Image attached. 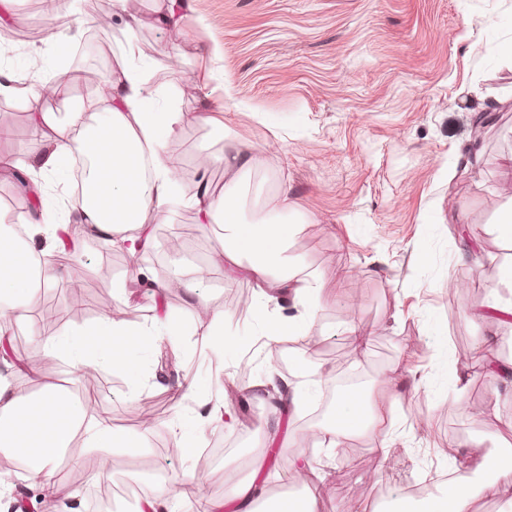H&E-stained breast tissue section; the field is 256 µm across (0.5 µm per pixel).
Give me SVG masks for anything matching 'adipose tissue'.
<instances>
[{
    "mask_svg": "<svg viewBox=\"0 0 512 512\" xmlns=\"http://www.w3.org/2000/svg\"><path fill=\"white\" fill-rule=\"evenodd\" d=\"M63 80L43 83L41 90L21 89L30 110L32 126L42 143L28 163L29 169L55 177L65 176L80 157L95 160V169L83 196L70 204L65 224L26 225L23 236L13 227L0 224V312H8L16 325L36 331L33 304L40 294L57 287L54 263H39L37 240H44L46 252H58L66 260L74 255L62 241L71 225L92 229L107 239L127 242L130 255L145 252L153 243L152 223L172 208L187 205L201 219L221 218V233L213 250L217 264H237L249 258V271L261 294L284 296L293 305L313 310L324 286L323 273L291 269L288 243L296 231L294 207L287 190H280L267 207L266 216L243 221L237 202L243 177L260 164L258 154L234 137H225L219 154L204 153L197 163L202 169L224 168V191L215 193L200 182L192 195H183L173 179L179 165L167 143L177 126L202 122L198 113L168 112L156 108L146 92L135 47H127L119 69L106 77L96 99L82 103L68 120L43 111V98L60 93ZM179 324L171 313L155 317L152 327L102 315L95 323L79 326L43 343L45 356L66 357L74 370L89 366H110L121 370L131 385L144 378L140 361L126 348L162 332L178 334ZM36 389L14 385L0 374V447L19 450L32 476L42 478V490L49 496L71 497L70 489L54 482L52 476L64 450L82 444L89 453L109 461L113 449L128 452L142 449L141 440L115 434L111 423L89 415L88 410L67 388L39 379L36 368L26 371ZM321 383L319 369H297L280 378L273 390L280 402L298 407L308 403ZM397 400L391 382H383L379 394L363 393L360 400L342 397L333 423L321 430L328 447L340 439L373 432L380 448H388L395 426ZM450 492L428 499L421 512H472L476 495L483 494L507 505L512 512V457L495 463L494 475L477 485L463 469H455Z\"/></svg>",
    "mask_w": 512,
    "mask_h": 512,
    "instance_id": "1",
    "label": "adipose tissue"
}]
</instances>
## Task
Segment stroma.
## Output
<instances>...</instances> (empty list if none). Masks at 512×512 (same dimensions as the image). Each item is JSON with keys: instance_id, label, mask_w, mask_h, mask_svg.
I'll return each instance as SVG.
<instances>
[{"instance_id": "obj_1", "label": "stroma", "mask_w": 512, "mask_h": 512, "mask_svg": "<svg viewBox=\"0 0 512 512\" xmlns=\"http://www.w3.org/2000/svg\"><path fill=\"white\" fill-rule=\"evenodd\" d=\"M111 23H87L85 0H59L46 11L42 0H11L0 22V70L36 85L66 74L62 93L44 111L68 117L95 97L98 84L70 72L56 50L60 36L87 45V59L111 73L112 58L135 44L147 86L158 107L197 112L219 126L189 124L168 141L180 165L174 177L185 193L197 187L196 157L220 152L232 134L261 154L262 164L245 184L240 209L257 219L265 197L287 188L308 221L291 241L295 267L326 274L319 308L287 354L321 368L324 386L344 376L356 384L347 396L377 391L393 380L398 419L386 453L372 433L345 439L336 448L322 442L321 419L312 409L295 413L254 402L255 384L287 375L268 353L253 350L263 322L241 314V300H255L245 270L215 266L202 291L224 315L220 349L212 337L193 333L195 299L180 288L169 263V236L190 227L183 256L208 262L215 224L200 223L190 207H177L153 224L155 245L139 264L151 279L168 282L158 298L142 289L119 293L129 280L128 254L110 240L87 235L79 268L61 270L70 282L76 270L98 280L104 259L112 300L128 296L129 316L151 321L171 311L181 336L142 344L141 355L157 365L168 349L182 352L189 369L165 374L160 386L132 392L121 374L106 371L94 403L120 433L141 436L139 455L115 453L112 484L143 479L157 464L156 435L181 419L199 451L223 447L219 461L200 467L198 458L166 457L168 470L195 474L206 498L222 500L237 482L252 483L261 500L304 496L294 483L297 465L309 463L323 478L320 512H383L393 500L419 488L441 493L449 463L472 472L476 482L491 464L512 452V385L493 371L473 374L457 394L455 371L472 365L479 345L491 363L512 364V318L471 320L499 288L502 266L512 258V238L495 225L512 182V0H100ZM175 11L179 33L154 20ZM138 25L127 27L129 17ZM0 113L12 121L0 135V156L26 163L40 150L29 112L16 95L0 94ZM41 188L39 209L21 212V192L0 174V213L17 223L48 215L64 222L73 199L71 178L29 173ZM456 288H449V279ZM99 308L76 316L65 293L39 311L45 335L55 336L99 318ZM352 322L346 331L344 322ZM236 392V421L199 418L208 386L218 381ZM193 388L175 400L172 385ZM485 407L474 418L471 407ZM149 411L157 433L143 430L138 415ZM277 427L275 445L265 431Z\"/></svg>"}]
</instances>
